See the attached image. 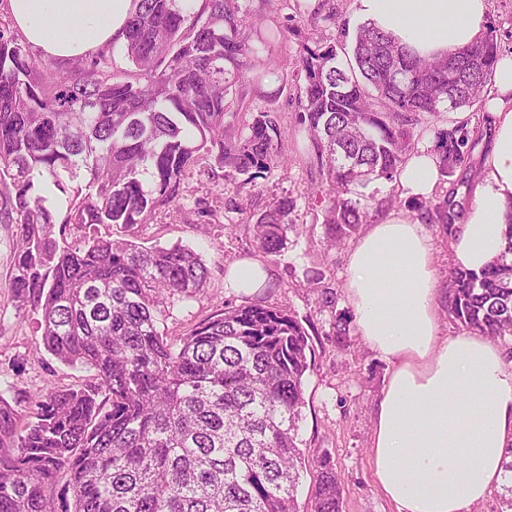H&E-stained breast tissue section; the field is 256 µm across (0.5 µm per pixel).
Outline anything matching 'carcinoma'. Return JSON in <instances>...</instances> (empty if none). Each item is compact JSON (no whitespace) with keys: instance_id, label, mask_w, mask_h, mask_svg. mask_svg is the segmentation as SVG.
Wrapping results in <instances>:
<instances>
[{"instance_id":"obj_1","label":"carcinoma","mask_w":512,"mask_h":512,"mask_svg":"<svg viewBox=\"0 0 512 512\" xmlns=\"http://www.w3.org/2000/svg\"><path fill=\"white\" fill-rule=\"evenodd\" d=\"M124 41L61 66L0 12V224L17 225L9 282L18 308L40 316L44 349L92 371L79 389L47 388L31 421L0 396V512H299L306 464L298 423L314 349L288 310L262 302L224 312L175 339L177 303L205 287L192 249L141 247L101 234L148 224L206 164L236 191L258 188L284 162L271 110L239 112L247 88L274 78L299 94L298 131L331 195L334 243L366 223L357 189L397 180L410 125L440 104L483 100L500 60L496 27L472 44L420 58L390 35L359 27L354 66L336 44L310 45L286 16L265 39L297 41L300 69L256 48L240 0H134ZM459 71L448 101L449 63ZM124 64H119L117 59ZM440 175L471 152L466 124L435 131ZM410 207L456 233L465 200L451 191ZM288 200L256 216L257 250L286 246ZM506 246L480 271L450 267L448 315L467 332L512 340V206ZM310 512H342L332 457Z\"/></svg>"}]
</instances>
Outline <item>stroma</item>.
Returning <instances> with one entry per match:
<instances>
[{
  "instance_id": "obj_1",
  "label": "stroma",
  "mask_w": 512,
  "mask_h": 512,
  "mask_svg": "<svg viewBox=\"0 0 512 512\" xmlns=\"http://www.w3.org/2000/svg\"><path fill=\"white\" fill-rule=\"evenodd\" d=\"M352 3L318 0V19L306 28L312 40L336 43L337 62L344 67L352 58L351 48L362 24L353 14ZM247 7L259 25L253 37L259 42L261 54L297 68L295 43L266 44L261 40L262 29L294 14L296 0H249ZM331 13L336 16L332 24L324 20ZM246 104L252 112L268 107L277 110L283 151L288 156L285 165L272 168L262 178V192H235L225 184L221 172L210 173L198 167L186 175L177 200L135 230L136 242L148 247L181 244L193 248L209 269L205 290L173 310L167 320L168 334H185L200 321L222 313L225 307L246 305V297L225 287V275L231 265L257 255L250 215L261 213L278 198H288V219L294 230L287 248L266 258L269 278L255 298L291 310L314 348V364L304 382L305 406L300 423L303 448L311 458L323 452L331 454L344 483L342 512H395L394 504L375 481L370 456L374 409L391 366L357 332H350L341 344L335 337L337 316L353 313L344 285L354 242L349 239L334 248L328 245L323 222L328 199L316 195L319 172L306 152L296 147L297 95L279 91L277 82L268 80L262 93L247 95ZM460 122L477 136L470 163L482 166L492 138L490 115L483 102L421 117L414 130L413 149L434 145L435 130ZM410 200L399 183L377 182L363 188L360 202L368 223L376 224L392 214L417 219V212L409 207ZM202 201L214 213L206 225L197 214ZM15 247V225L0 224V396L25 419L31 412L32 397L40 390L84 384L90 372L64 365L47 353L36 314L16 308L8 286Z\"/></svg>"
}]
</instances>
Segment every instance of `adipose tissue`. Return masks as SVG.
I'll list each match as a JSON object with an SVG mask.
<instances>
[{
    "mask_svg": "<svg viewBox=\"0 0 512 512\" xmlns=\"http://www.w3.org/2000/svg\"><path fill=\"white\" fill-rule=\"evenodd\" d=\"M132 0H8L17 29L45 57L70 61L121 34ZM489 0H353L355 16L418 56L471 44ZM493 144L484 177L450 243L455 266L478 271L504 248L512 204V57L494 73ZM429 197L435 155L422 148L399 172ZM432 238L420 221L389 217L349 253L346 295L359 336L392 370L377 403L370 455L396 512H470L503 472L512 447V366L491 340L440 330Z\"/></svg>",
    "mask_w": 512,
    "mask_h": 512,
    "instance_id": "adipose-tissue-1",
    "label": "adipose tissue"
}]
</instances>
